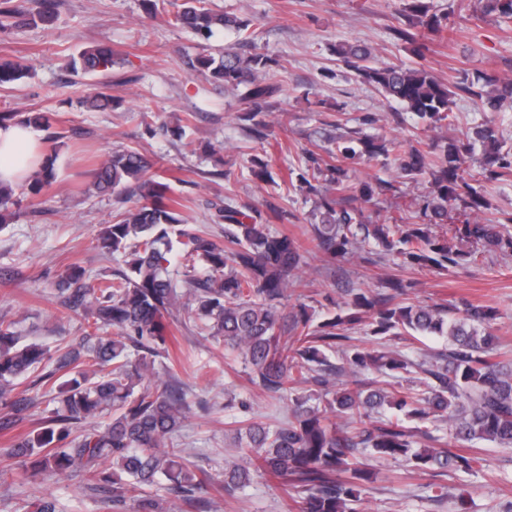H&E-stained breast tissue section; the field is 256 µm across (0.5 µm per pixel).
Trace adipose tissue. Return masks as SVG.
<instances>
[{
    "label": "adipose tissue",
    "mask_w": 512,
    "mask_h": 512,
    "mask_svg": "<svg viewBox=\"0 0 512 512\" xmlns=\"http://www.w3.org/2000/svg\"><path fill=\"white\" fill-rule=\"evenodd\" d=\"M46 156L29 128L20 123L0 126V182L25 183Z\"/></svg>",
    "instance_id": "ef3b65f1"
}]
</instances>
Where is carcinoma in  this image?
<instances>
[{
  "label": "carcinoma",
  "instance_id": "1",
  "mask_svg": "<svg viewBox=\"0 0 512 512\" xmlns=\"http://www.w3.org/2000/svg\"><path fill=\"white\" fill-rule=\"evenodd\" d=\"M57 0H39L35 10L17 0H0V35L21 27H49L57 19ZM146 9L166 12L169 23L207 41L218 31L238 35V47L216 55L200 53L192 69L221 84L249 104L243 120L264 137L260 113L271 106L279 86L268 74L276 65L261 53H247L251 21L208 7L207 0H144ZM485 16L512 17V0H481ZM412 24L430 31L446 29L443 18L429 14L423 0H413ZM335 54L361 80L385 98L403 105L425 124L445 127L451 112L448 87L422 66L377 64L363 44H338ZM116 64V53L98 43L70 59L73 70L100 74ZM27 68L0 57V87L23 77ZM464 91L489 112L512 102V79L481 73ZM481 146L475 155V145ZM495 126L485 123L428 149L400 154L397 167L416 179L424 173L428 150L437 152L431 172L426 224H364L351 206L367 201L376 187L356 182L342 161L356 155L390 156V143L359 136L336 147L335 163L312 167L301 176L306 190L319 196L320 223L311 225V241L322 260L332 262L373 239L387 253L396 252L419 267L447 270L471 264L484 251L512 252V234L497 224H448V204L476 212L488 201L483 182L512 175V152L503 150ZM152 161L132 149L112 152L93 172L101 194L136 195L138 201L104 225L97 235L100 252L121 257L124 269L103 276L97 286L81 284L85 270L71 266L62 278L74 289L75 306L86 305L85 336L52 358L47 347L24 341L14 323L0 321V407L13 409L16 382L42 370L39 380L67 376L59 386L55 407L36 433L19 438L6 452L23 480L39 474L69 475L75 468L114 507L137 502L139 512H170L168 501L145 494V488L166 479L190 500L202 486L200 466L172 447L185 418L174 389L160 392L145 383L156 358L167 350L165 316L224 348L236 350L248 380L271 398L296 389L288 421L271 427L251 419L231 433L244 464L224 471V489L231 492L251 473L291 485L299 512H363L362 486L372 481L373 460H392L412 470H434L441 476L457 470L478 473L483 457L478 444L487 442L512 451V358L501 351L493 333L495 308L463 304V308L402 302L407 283L396 277L385 290L357 289L346 312L313 323L308 306L284 308L288 292L304 290L298 273L307 249L287 234H273L266 225L230 206L220 209L224 242L177 228L183 222L180 199L170 184L149 176ZM53 163L31 176L28 193L42 195L54 182ZM16 204L14 187L0 184V223ZM183 271H170L174 251ZM370 316L371 336L415 340L438 336L446 346L422 360L398 352L376 354L349 344V326ZM110 327L113 334L98 332ZM338 357V363L331 356ZM375 370L390 378L386 386L348 379ZM102 414L112 421L102 430L85 424ZM473 448L467 455L448 441ZM112 461V471L101 464Z\"/></svg>",
  "mask_w": 512,
  "mask_h": 512
}]
</instances>
